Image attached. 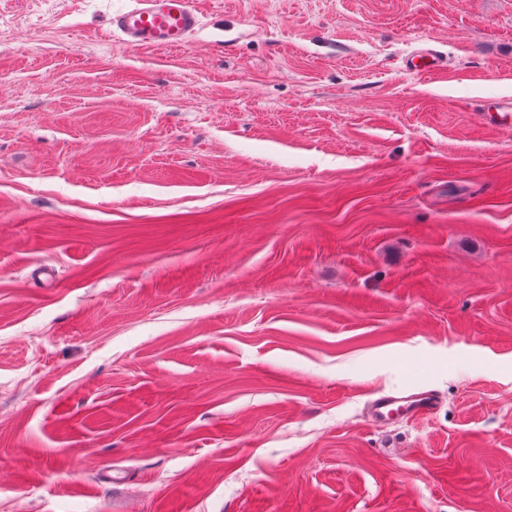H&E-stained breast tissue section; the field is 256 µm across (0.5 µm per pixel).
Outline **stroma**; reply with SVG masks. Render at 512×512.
<instances>
[{"mask_svg": "<svg viewBox=\"0 0 512 512\" xmlns=\"http://www.w3.org/2000/svg\"><path fill=\"white\" fill-rule=\"evenodd\" d=\"M192 2L0 0V512H512V0ZM111 24L130 48H178L200 27V17L191 0H136ZM440 63V56L436 53L423 50L408 56L404 61V67L419 72H431L436 70L440 66ZM438 404L436 396L431 392H421L413 398L398 396H381L373 402V414L376 420L388 419V412L398 408L407 417H421L432 413Z\"/></svg>", "mask_w": 512, "mask_h": 512, "instance_id": "35a3bbf8", "label": "stroma"}]
</instances>
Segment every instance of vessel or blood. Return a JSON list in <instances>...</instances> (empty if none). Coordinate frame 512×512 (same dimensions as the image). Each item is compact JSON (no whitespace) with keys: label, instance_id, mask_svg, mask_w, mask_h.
I'll list each match as a JSON object with an SVG mask.
<instances>
[{"label":"vessel or blood","instance_id":"obj_1","mask_svg":"<svg viewBox=\"0 0 512 512\" xmlns=\"http://www.w3.org/2000/svg\"><path fill=\"white\" fill-rule=\"evenodd\" d=\"M111 24L128 47L178 48L199 28L200 17L192 0H136L133 7L114 14ZM440 63V56L423 50L408 56L404 66L410 70L431 72ZM437 404L435 395L430 392L411 398L386 395L374 401L373 414L379 421L386 420L392 409L400 410L410 418L421 417L432 413Z\"/></svg>","mask_w":512,"mask_h":512}]
</instances>
